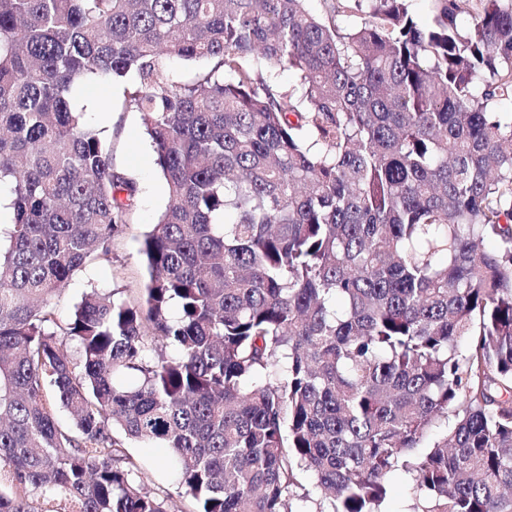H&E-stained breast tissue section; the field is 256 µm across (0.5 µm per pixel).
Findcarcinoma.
<instances>
[{
  "mask_svg": "<svg viewBox=\"0 0 512 512\" xmlns=\"http://www.w3.org/2000/svg\"><path fill=\"white\" fill-rule=\"evenodd\" d=\"M308 2L0 0V512H174L153 470L194 512H293L303 472L378 512L400 467L421 512H512V0ZM102 76L168 202L75 362L54 300L137 191L70 99ZM245 64L248 67L261 70L264 76L271 77L278 85L292 89L296 84V78L293 71L287 68L270 67L264 61L257 59L256 57L249 56L245 59Z\"/></svg>",
  "mask_w": 512,
  "mask_h": 512,
  "instance_id": "obj_1",
  "label": "carcinoma"
}]
</instances>
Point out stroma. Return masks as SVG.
Instances as JSON below:
<instances>
[{
  "label": "stroma",
  "instance_id": "35a3bbf8",
  "mask_svg": "<svg viewBox=\"0 0 512 512\" xmlns=\"http://www.w3.org/2000/svg\"><path fill=\"white\" fill-rule=\"evenodd\" d=\"M85 110L88 126L112 144V164L137 185L122 233L114 238L108 257L91 261L72 276L55 307L59 326H66L84 293L98 290L116 299L138 302L148 273L140 254L143 235L154 224L167 201L166 185L155 164V154L140 113L122 106V86L97 78L92 89L74 93Z\"/></svg>",
  "mask_w": 512,
  "mask_h": 512
}]
</instances>
